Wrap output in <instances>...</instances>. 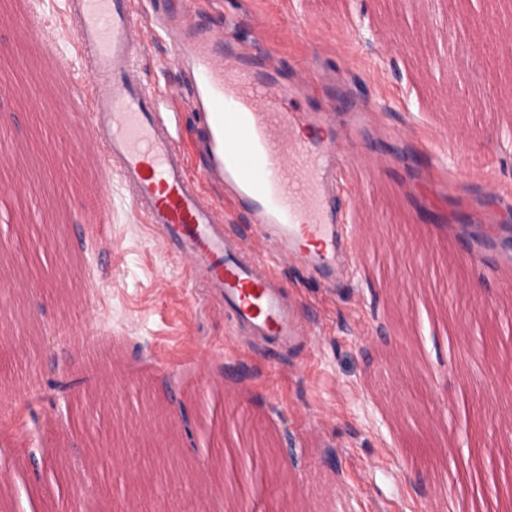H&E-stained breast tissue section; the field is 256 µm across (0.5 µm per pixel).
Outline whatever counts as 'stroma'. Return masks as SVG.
<instances>
[{
	"label": "stroma",
	"mask_w": 512,
	"mask_h": 512,
	"mask_svg": "<svg viewBox=\"0 0 512 512\" xmlns=\"http://www.w3.org/2000/svg\"><path fill=\"white\" fill-rule=\"evenodd\" d=\"M143 7L260 55L349 134L351 264L330 288L280 266L290 343L236 326L69 112L86 62L70 0H0V512H512V283L494 275L512 253V0ZM169 53L147 42L143 78L180 91L195 168L193 70L160 72ZM64 376L72 424L43 398ZM243 445L282 473L274 493L247 463L218 473Z\"/></svg>",
	"instance_id": "35a3bbf8"
}]
</instances>
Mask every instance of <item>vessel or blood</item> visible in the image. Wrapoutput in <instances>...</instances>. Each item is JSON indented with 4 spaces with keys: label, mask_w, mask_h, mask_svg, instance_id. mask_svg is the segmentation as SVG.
<instances>
[{
    "label": "vessel or blood",
    "mask_w": 512,
    "mask_h": 512,
    "mask_svg": "<svg viewBox=\"0 0 512 512\" xmlns=\"http://www.w3.org/2000/svg\"><path fill=\"white\" fill-rule=\"evenodd\" d=\"M147 27L157 39L169 33L139 16L135 0H78L75 36L89 64L73 97L144 223L175 246L189 273L202 274L223 296L237 324L288 342L299 322L271 260L287 252L325 269L335 263L333 161L341 144L293 132L278 86L244 69L228 72L210 52V32L191 28L186 41L199 66L197 91L213 145L212 170H192L171 132L169 93L143 83L132 50ZM216 170L233 188L236 207L264 229L269 259L230 239L222 216L205 202L201 187Z\"/></svg>",
    "instance_id": "obj_1"
}]
</instances>
